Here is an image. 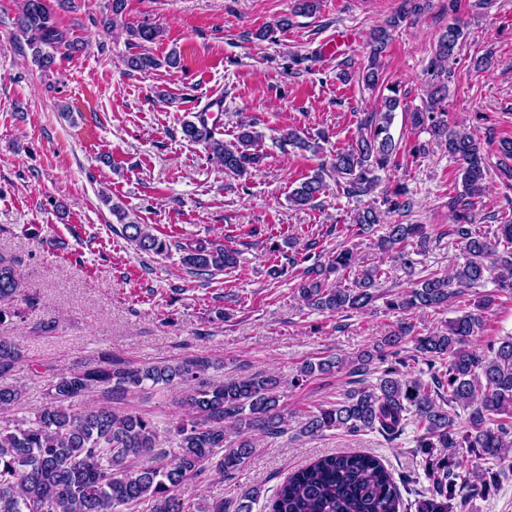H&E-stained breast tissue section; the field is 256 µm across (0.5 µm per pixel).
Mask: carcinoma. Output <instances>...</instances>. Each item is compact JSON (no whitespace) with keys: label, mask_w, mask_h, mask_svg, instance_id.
<instances>
[{"label":"carcinoma","mask_w":512,"mask_h":512,"mask_svg":"<svg viewBox=\"0 0 512 512\" xmlns=\"http://www.w3.org/2000/svg\"><path fill=\"white\" fill-rule=\"evenodd\" d=\"M426 2L406 0L408 7L370 35L368 63L362 70L367 86L379 82V58L390 31L408 16L424 12ZM108 7L102 27L108 31L118 25L125 28L128 44L141 48L123 57L128 71L180 65L181 55L175 50L163 61L142 50L144 44L162 37V31L153 25L126 24V0H109ZM17 30L32 50L33 62L46 74L57 54L77 50L68 32L54 22L49 0H20ZM465 37L464 26L458 22L440 36L432 61L436 81L428 85L424 108L409 113L411 124L427 127L457 162L463 191L452 201L458 214L449 235L460 245L464 262L450 275L429 273L400 300L391 302L407 311L444 307L491 275L497 292L512 296V222L498 225L491 236L472 230V208L482 198L487 175L484 144L477 136L459 134L448 125V63ZM399 106L398 97L384 98L380 110L364 121L357 138L336 150L328 171L347 196L370 193L379 180L377 172L386 169L397 154L391 126ZM240 128L237 140L228 143L216 136V124L201 113L197 120L183 123L182 134L187 141L204 145L224 170L243 178L260 160L251 148L261 134L250 123ZM328 171L319 168L300 182L289 193V204L305 207L317 200L325 191ZM102 198L111 204L122 235L137 250L155 255L169 251L171 243L154 234V227L130 217L121 205L111 203L109 195ZM385 203L396 211H407L412 205L401 186L385 193ZM380 223L381 212L365 207L354 212L346 230L353 237L367 236ZM429 243L424 225L391 224L376 245L382 252L396 254L410 268L414 264L411 255L425 252ZM178 249L183 252V265L195 275L232 270L238 264L235 249L210 239H192ZM331 272L354 274L353 286L328 285ZM385 274L380 264L358 265L354 248L343 246L329 266L313 263L305 267L294 294L320 313L356 311L379 296ZM18 288L13 270L0 264V322L16 316L13 304ZM495 302L496 295L485 296L477 311L461 312L443 331L421 334L408 323L400 325L373 350L357 357L352 372L361 376L359 386L309 415L302 433L315 437L342 429L351 436L376 432L394 440L412 424L418 432L416 447L432 457L427 471L430 493L416 502V512H464L467 497L481 491L479 465L462 475L457 469L463 462L444 452L467 448L490 467L512 457V337L490 344L489 358L465 347L470 337L483 330V312ZM19 359L16 345L1 336L0 376L10 373ZM418 359L427 366L426 380L412 375L410 363ZM342 364L339 358L307 362L300 377L328 373ZM206 369L207 361L202 358L130 368L108 357L98 367L56 377L49 385V403L35 419H11L0 425V512H139L142 507L147 512H252L260 497L257 488L236 500L211 502L183 501L177 494L183 482L202 481L212 473L234 478L257 452L251 433L276 437L288 425L275 379L255 375L212 383L205 378ZM371 372L376 374L374 384L366 380ZM146 380L190 386L181 406L193 417L170 430L169 448L159 447L157 427L140 414L110 406L72 409L94 387L118 400ZM20 397L19 388L0 386V413L12 410ZM458 407L468 411L463 427L456 425L451 414ZM436 451L441 456L434 457ZM403 508L392 473L376 456L359 451L324 455L297 469L277 487L267 505L268 512H403Z\"/></svg>","instance_id":"carcinoma-1"}]
</instances>
